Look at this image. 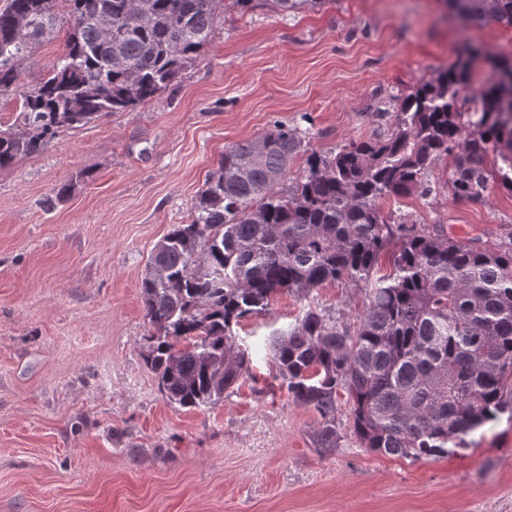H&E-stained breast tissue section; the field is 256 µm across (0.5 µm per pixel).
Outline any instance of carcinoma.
I'll return each instance as SVG.
<instances>
[{"mask_svg": "<svg viewBox=\"0 0 512 512\" xmlns=\"http://www.w3.org/2000/svg\"><path fill=\"white\" fill-rule=\"evenodd\" d=\"M68 4L66 49L27 93L23 133L0 130V168L43 151L64 129L110 112H134L166 91L199 57L223 0H6L0 8V91L11 88L32 46ZM474 23L512 25V0H448ZM322 0H272L295 12ZM468 49L396 105L385 136L316 151L275 121L262 136L224 148L192 208L154 246L141 281L154 332L144 354L172 404L224 398L249 372L233 326L274 297H299L328 281L364 282L355 330L310 307L270 339L277 377L296 403L320 416L319 447H336V402H351L353 434L369 451L420 460L448 454L462 436L512 407V237L460 244L439 224H395L388 198L436 191L432 168L452 157L460 199L495 182L512 190V67L479 96ZM496 154L493 167L485 164ZM390 253L392 270L377 275Z\"/></svg>", "mask_w": 512, "mask_h": 512, "instance_id": "cac0c4a2", "label": "carcinoma"}]
</instances>
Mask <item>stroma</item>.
<instances>
[{"label":"stroma","mask_w":512,"mask_h":512,"mask_svg":"<svg viewBox=\"0 0 512 512\" xmlns=\"http://www.w3.org/2000/svg\"><path fill=\"white\" fill-rule=\"evenodd\" d=\"M67 32L59 22L0 92L1 129H16ZM467 44L512 63V27L462 22L446 0H325L287 15L224 0L168 90L0 168V512H512L507 412L454 452L412 461L364 448L343 393L336 447L318 448L320 417L281 387L267 340L311 306L356 327L365 286L281 295L234 326L251 375L208 406L170 404L143 358L150 251L187 222L225 146L276 121L322 154L387 134L382 104ZM450 163H435L432 196L384 212L462 243L511 238L512 192L456 198Z\"/></svg>","instance_id":"35a3bbf8"}]
</instances>
